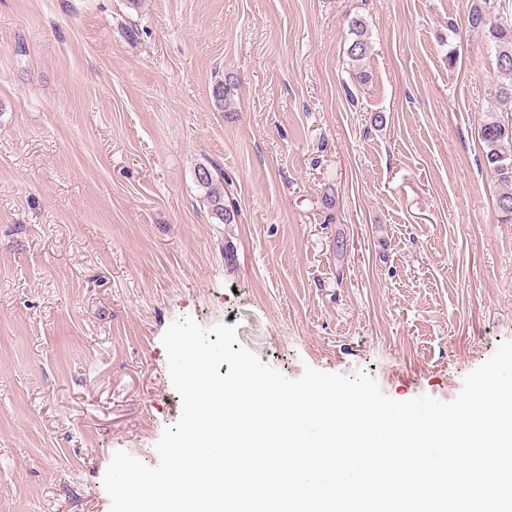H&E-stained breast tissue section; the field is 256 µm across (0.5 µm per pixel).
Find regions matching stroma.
<instances>
[{
	"instance_id": "obj_1",
	"label": "stroma",
	"mask_w": 512,
	"mask_h": 512,
	"mask_svg": "<svg viewBox=\"0 0 512 512\" xmlns=\"http://www.w3.org/2000/svg\"><path fill=\"white\" fill-rule=\"evenodd\" d=\"M471 3L0 0V512H110L113 454L157 464L181 317L398 401H452L512 340ZM349 44L346 50L348 58L357 66L371 51V42L362 21L352 18L349 22ZM235 84L228 78L215 84L212 97L215 108L220 112L235 111ZM194 179L211 217L220 224L236 223L238 211L225 199L228 194L224 190V178L221 172L211 164H201L194 170Z\"/></svg>"
}]
</instances>
